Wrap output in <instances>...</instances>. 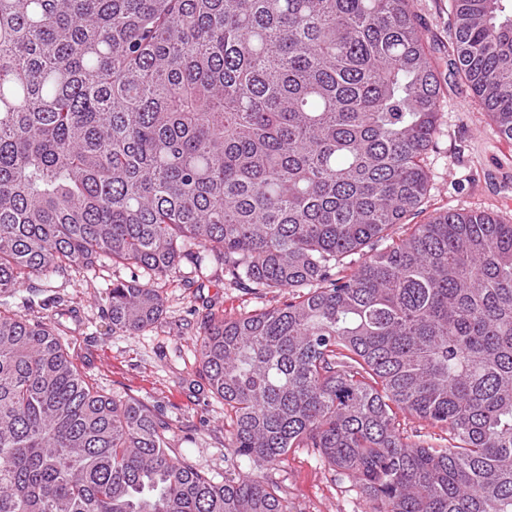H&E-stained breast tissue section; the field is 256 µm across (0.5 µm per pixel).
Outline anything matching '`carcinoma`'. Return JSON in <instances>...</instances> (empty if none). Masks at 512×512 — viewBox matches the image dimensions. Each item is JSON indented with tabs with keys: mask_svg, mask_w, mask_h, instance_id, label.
Instances as JSON below:
<instances>
[{
	"mask_svg": "<svg viewBox=\"0 0 512 512\" xmlns=\"http://www.w3.org/2000/svg\"><path fill=\"white\" fill-rule=\"evenodd\" d=\"M502 2L449 0L448 61L511 142ZM439 99L412 0H0V293L106 257L135 272L109 306L128 334L163 315L141 270L209 254L289 294L193 339L250 465L222 482L0 310V512H292L264 475L292 448L367 512H512V218L392 236L429 193Z\"/></svg>",
	"mask_w": 512,
	"mask_h": 512,
	"instance_id": "obj_1",
	"label": "carcinoma"
}]
</instances>
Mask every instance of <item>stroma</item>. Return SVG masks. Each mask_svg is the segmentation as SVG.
I'll use <instances>...</instances> for the list:
<instances>
[{
	"label": "stroma",
	"instance_id": "stroma-1",
	"mask_svg": "<svg viewBox=\"0 0 512 512\" xmlns=\"http://www.w3.org/2000/svg\"><path fill=\"white\" fill-rule=\"evenodd\" d=\"M441 85L440 131L426 160L430 193L416 223L438 210L485 211L512 217V142L503 140L467 82L448 63V0H414ZM130 269L104 259L93 268L46 273L13 292L0 306L30 320L54 324L73 361L96 390L144 402L171 423L174 452L216 480L237 474L224 446V403L211 391L192 352L211 314L239 315L281 305L287 292L254 294L229 285L224 267L207 259L154 277L164 300L161 320L136 334L113 329L108 318L112 284ZM268 475L288 494L292 512H366L351 481L310 449H291Z\"/></svg>",
	"mask_w": 512,
	"mask_h": 512
}]
</instances>
